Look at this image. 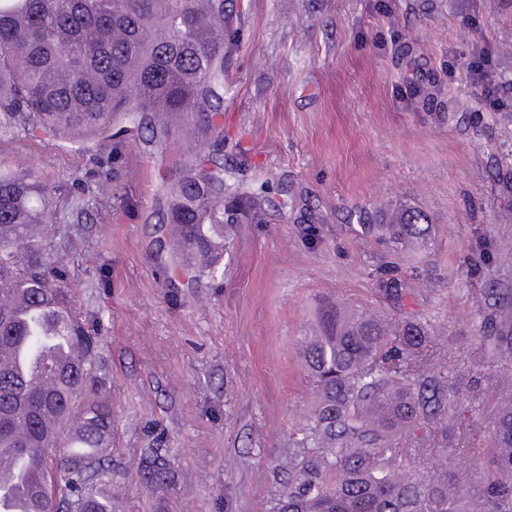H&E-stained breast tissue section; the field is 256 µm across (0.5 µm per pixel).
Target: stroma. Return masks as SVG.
<instances>
[{
  "label": "stroma",
  "instance_id": "1",
  "mask_svg": "<svg viewBox=\"0 0 512 512\" xmlns=\"http://www.w3.org/2000/svg\"><path fill=\"white\" fill-rule=\"evenodd\" d=\"M224 69V141L294 202L264 223L229 225L224 275L186 283L162 271L155 244L160 155L127 149L124 192L135 205L95 204L110 140L80 150L19 135L0 159L39 174L52 201L56 254L69 250L78 200L89 201L80 268L69 287L100 325L97 377L112 404V512H270L284 467L310 422L314 393L299 355L318 297L429 319L448 385L475 396L456 432L472 469L499 402L474 392L486 368L478 308L487 283L512 285V112L481 101L467 64L493 63L512 98V0H248ZM425 77L423 104L411 89ZM426 212L439 226L427 260L394 255L349 212ZM312 215L323 241L298 233ZM485 240L478 268L464 262ZM396 262L415 294L398 307L373 268ZM166 451L173 479L158 490L136 470L145 448Z\"/></svg>",
  "mask_w": 512,
  "mask_h": 512
}]
</instances>
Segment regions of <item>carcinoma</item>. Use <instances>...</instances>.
<instances>
[{"mask_svg":"<svg viewBox=\"0 0 512 512\" xmlns=\"http://www.w3.org/2000/svg\"><path fill=\"white\" fill-rule=\"evenodd\" d=\"M234 0H0V137L83 144L112 132V156L138 140L167 148L173 119L203 138L191 158L160 172L157 223L171 244L172 270L192 282L223 273L224 211L255 222L285 195L284 184L233 180L248 165L224 163V60L241 37ZM49 202L43 180L0 160V353L20 341L42 351L61 334L77 355L42 369L58 379L45 392L39 374L0 364V448L26 456L30 481L46 492L29 512H112V405L81 399L96 376L99 336L65 283L70 266L48 253ZM361 229L390 249L427 254L435 225L414 208L388 222L367 211ZM378 291L403 307L414 294L393 269H377ZM482 292L479 341L490 360H512V288ZM430 324L396 323L328 298L304 337L302 357L316 400L307 438L288 459L277 512H512V401L490 421L479 465L456 475L454 449L422 465L423 448L399 435L434 421L441 440L472 411L442 367H426ZM146 482L166 486L160 448L141 458Z\"/></svg>","mask_w":512,"mask_h":512,"instance_id":"cac0c4a2","label":"carcinoma"}]
</instances>
